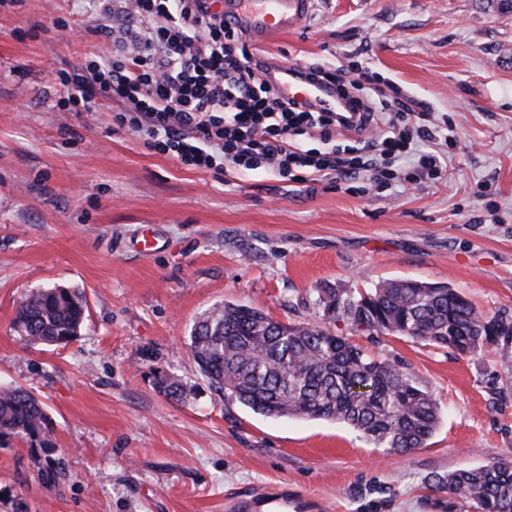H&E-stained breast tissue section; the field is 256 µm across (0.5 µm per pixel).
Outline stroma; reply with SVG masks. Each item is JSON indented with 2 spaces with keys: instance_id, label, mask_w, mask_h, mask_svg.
I'll return each mask as SVG.
<instances>
[{
  "instance_id": "obj_1",
  "label": "stroma",
  "mask_w": 512,
  "mask_h": 512,
  "mask_svg": "<svg viewBox=\"0 0 512 512\" xmlns=\"http://www.w3.org/2000/svg\"><path fill=\"white\" fill-rule=\"evenodd\" d=\"M69 21L68 39L53 28ZM70 0L0 8V385L45 406L68 477L47 486L36 441H0V512H225L276 484L327 512H473L433 479L512 462V361L392 334L333 332L408 368L441 423L424 447H375L329 420L265 417L210 389L194 322L230 302L319 323L323 288L445 283L512 315V10L499 0H316L304 25L256 45L291 65L353 62L430 105L454 133L448 167L415 189L353 193L265 172L200 171L119 129L114 112H61L60 72L112 42ZM153 229V249L140 248ZM79 289L86 326L29 345L11 323L32 291ZM182 381V401L155 388Z\"/></svg>"
}]
</instances>
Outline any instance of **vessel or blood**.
I'll return each mask as SVG.
<instances>
[{"mask_svg": "<svg viewBox=\"0 0 512 512\" xmlns=\"http://www.w3.org/2000/svg\"><path fill=\"white\" fill-rule=\"evenodd\" d=\"M225 16L231 17L242 35L252 41L266 42L299 29L310 15L314 0H225ZM277 81L289 96L324 107L335 104L336 97L325 87L299 77L293 66L278 63ZM313 502L305 495L281 488L241 499L240 512H306Z\"/></svg>", "mask_w": 512, "mask_h": 512, "instance_id": "b4317fda", "label": "vessel or blood"}]
</instances>
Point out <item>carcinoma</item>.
Returning a JSON list of instances; mask_svg holds the SVG:
<instances>
[{
	"label": "carcinoma",
	"mask_w": 512,
	"mask_h": 512,
	"mask_svg": "<svg viewBox=\"0 0 512 512\" xmlns=\"http://www.w3.org/2000/svg\"><path fill=\"white\" fill-rule=\"evenodd\" d=\"M316 303L326 319L356 331L398 334L460 355L499 342L507 354L512 344L511 316H490L445 284L396 280L358 295L324 288ZM85 307L77 289H38L19 305L12 329L27 342L67 345L81 336ZM189 347L217 395L265 416L344 423L376 447L401 452L423 447L440 424L436 400L409 372L318 323L284 324L258 308L224 303L195 322ZM156 385L182 400L177 379L164 375ZM47 429L35 395L0 387L1 439H34ZM41 450L40 475L55 487L67 478L64 462L57 449ZM438 483L477 512H512L511 461L459 469Z\"/></svg>",
	"instance_id": "cac0c4a2"
}]
</instances>
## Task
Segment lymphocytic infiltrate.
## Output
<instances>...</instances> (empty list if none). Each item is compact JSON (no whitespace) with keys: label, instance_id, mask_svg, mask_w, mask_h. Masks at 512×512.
<instances>
[{"label":"lymphocytic infiltrate","instance_id":"obj_1","mask_svg":"<svg viewBox=\"0 0 512 512\" xmlns=\"http://www.w3.org/2000/svg\"><path fill=\"white\" fill-rule=\"evenodd\" d=\"M98 11L96 32L111 37L118 17L122 44L110 60L86 57L63 73L65 112H89L115 102V121L152 150L199 170L231 165L240 171L269 170L281 180L314 183L330 173L367 172L376 186L392 188L440 178L445 158L436 151L448 129L417 123L408 102L374 89L376 72L319 64L302 76L326 83L347 100L327 112L285 97L261 61L212 0H83ZM350 132L342 149L337 135ZM318 139L305 149L302 139Z\"/></svg>","mask_w":512,"mask_h":512}]
</instances>
